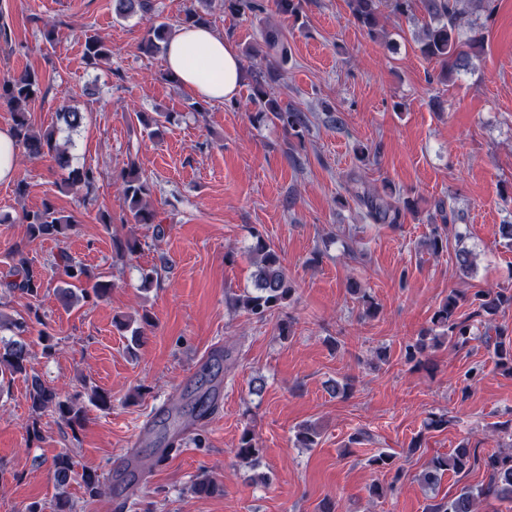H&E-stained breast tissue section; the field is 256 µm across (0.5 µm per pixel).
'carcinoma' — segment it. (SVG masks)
<instances>
[{"mask_svg":"<svg viewBox=\"0 0 512 512\" xmlns=\"http://www.w3.org/2000/svg\"><path fill=\"white\" fill-rule=\"evenodd\" d=\"M382 0H350L354 19L372 36L377 34L379 7ZM391 12L397 17L416 19V3H421L423 38L420 41L421 53L442 63L439 79L447 82L453 75L469 67L473 52L480 48L485 39L484 26L475 19L467 18V11L462 5L464 0H389ZM224 8L233 15L262 10L256 0H224ZM115 12L126 17L137 12L147 16L148 27L141 50L147 55L156 54L164 49L172 27L160 22L152 15L150 0H115ZM264 45L274 52L281 61L288 59V43L281 34L272 28L264 32ZM84 59L87 65L96 67L112 57V46L99 37H89L84 42ZM283 79L280 66L272 65L264 70H256L251 75L250 101L257 106L255 118L258 121L268 116L280 120L284 127L293 132L297 138L303 136L309 124L306 113L296 108H283L273 97L272 89ZM41 89V77L33 70H25L0 81V102L7 103L14 113L13 134L16 144L25 154L32 158L52 155L62 169L68 170L67 185H81L87 192H92L99 178V172L92 166L69 168L65 151L57 143V131L34 130L29 117L28 105L34 101ZM122 193L130 212L137 224H153L156 234L164 233L162 220L158 212L147 203L151 194L148 180L144 178L138 163H127L121 172ZM356 202L366 210V217L375 224H398L404 211L415 208V202L409 199H395L393 194L385 196L362 192L356 194ZM27 224V242L47 239L61 240L67 237L75 220L70 215L59 213L55 206L46 201L42 209L23 214ZM254 242L249 252L256 258V269L252 278L254 291H244L234 297L231 305L258 319L280 309L290 299L294 290L288 271L283 266L280 256L261 234L253 233ZM140 244L135 238H112V249L121 257H131L137 253ZM26 245L18 244L12 250L14 265L10 276L12 280L4 282V287L17 290L32 298L40 296L45 288L43 274L34 269L26 256ZM61 276L63 286L57 293L64 301L73 297V290L80 291L86 303H98L105 300L113 284L105 275L94 271L85 263L75 259L67 250L59 252L54 262ZM459 297L456 293L448 297L435 310L431 323L441 329L433 339L444 338L454 348H462L474 339L472 324L467 319L457 317ZM472 316L491 322L501 311L512 308V292L507 290H481L472 299ZM496 337H486V344L493 345V352L499 364L512 363V341H504V331L495 330ZM28 357L27 344L19 339L12 340L0 350V383L11 380L18 374L26 372ZM28 398L34 412L51 411L71 430L85 424V410L78 401V396H68L34 378L28 390ZM296 443L300 448H312L317 444V432L304 425L296 433ZM235 458L256 460L260 453L256 435L250 425L241 431L237 448L233 449ZM471 459V448L461 443L452 453L440 455L430 462V469L422 475V481L435 485L447 471L460 472ZM489 472L487 482L477 486H464L453 497L429 505L426 512H478L477 502L487 498L512 502V452L502 454L494 452L485 460ZM79 476L86 494L96 497L100 494L102 483L91 472L78 473L71 456L61 453L53 461V478L59 485H64L74 476ZM223 491L220 481L210 475L202 476L193 483V492L198 495L213 496Z\"/></svg>","mask_w":512,"mask_h":512,"instance_id":"obj_1","label":"carcinoma"}]
</instances>
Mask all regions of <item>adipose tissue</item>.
<instances>
[{
  "label": "adipose tissue",
  "mask_w": 512,
  "mask_h": 512,
  "mask_svg": "<svg viewBox=\"0 0 512 512\" xmlns=\"http://www.w3.org/2000/svg\"><path fill=\"white\" fill-rule=\"evenodd\" d=\"M163 64L187 91L210 103L235 99L244 81L235 46L206 26L176 27L166 43Z\"/></svg>",
  "instance_id": "obj_1"
}]
</instances>
